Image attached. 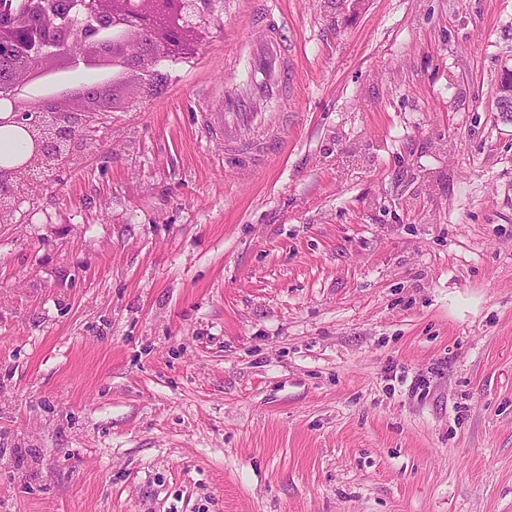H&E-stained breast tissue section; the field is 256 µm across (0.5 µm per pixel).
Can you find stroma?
Instances as JSON below:
<instances>
[{
  "instance_id": "35a3bbf8",
  "label": "stroma",
  "mask_w": 512,
  "mask_h": 512,
  "mask_svg": "<svg viewBox=\"0 0 512 512\" xmlns=\"http://www.w3.org/2000/svg\"><path fill=\"white\" fill-rule=\"evenodd\" d=\"M261 7L0 226V512H512V0H284L244 172L201 115Z\"/></svg>"
}]
</instances>
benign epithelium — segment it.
<instances>
[{
    "label": "benign epithelium",
    "mask_w": 512,
    "mask_h": 512,
    "mask_svg": "<svg viewBox=\"0 0 512 512\" xmlns=\"http://www.w3.org/2000/svg\"><path fill=\"white\" fill-rule=\"evenodd\" d=\"M14 0H0V58L10 70L0 79V125L22 128L27 136L23 160L0 167V224L15 219L19 200L45 184L44 174L60 168L70 141L76 135V113L65 110L59 99L44 100L36 111L18 104L19 88L31 72L39 69H74L101 59H110L126 70L149 72L162 54L183 58L192 50L193 38L204 33L214 11L188 20L192 0H67L61 12L55 0H26L34 19L23 22ZM114 28L115 37L99 29ZM152 34L153 51L142 50V36ZM68 97L103 110L110 98H96L82 86L71 87Z\"/></svg>",
    "instance_id": "7a95c632"
}]
</instances>
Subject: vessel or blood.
I'll use <instances>...</instances> for the list:
<instances>
[{
  "label": "vessel or blood",
  "mask_w": 512,
  "mask_h": 512,
  "mask_svg": "<svg viewBox=\"0 0 512 512\" xmlns=\"http://www.w3.org/2000/svg\"><path fill=\"white\" fill-rule=\"evenodd\" d=\"M285 14L281 0L263 8L233 61L234 81L224 90L222 111L206 115V124L224 139V151L241 166L260 165L283 142L281 121L259 109L261 103L287 97L292 74Z\"/></svg>",
  "instance_id": "b4317fda"
}]
</instances>
